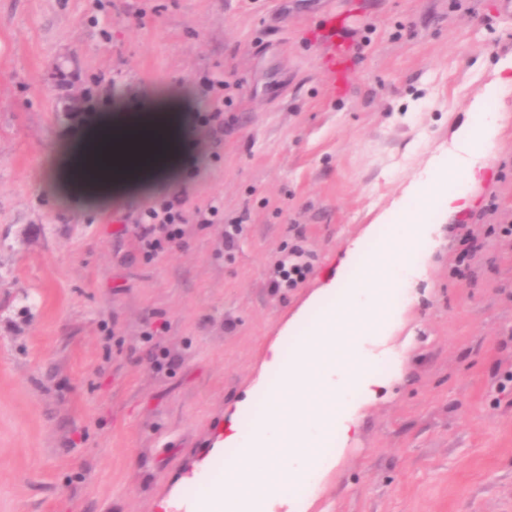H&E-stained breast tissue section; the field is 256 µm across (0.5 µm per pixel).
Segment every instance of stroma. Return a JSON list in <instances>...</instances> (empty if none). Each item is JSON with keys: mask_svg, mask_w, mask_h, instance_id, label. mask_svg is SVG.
<instances>
[{"mask_svg": "<svg viewBox=\"0 0 512 512\" xmlns=\"http://www.w3.org/2000/svg\"><path fill=\"white\" fill-rule=\"evenodd\" d=\"M102 2L0 0V512H155L512 53V0ZM146 93L184 97L195 157L111 210L64 206L58 145ZM172 200L184 235L146 258L140 219ZM432 222L315 512H512V110L470 207ZM296 247L310 273L272 287Z\"/></svg>", "mask_w": 512, "mask_h": 512, "instance_id": "1", "label": "stroma"}]
</instances>
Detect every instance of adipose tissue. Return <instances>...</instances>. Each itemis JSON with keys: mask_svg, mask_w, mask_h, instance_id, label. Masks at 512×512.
Returning a JSON list of instances; mask_svg holds the SVG:
<instances>
[{"mask_svg": "<svg viewBox=\"0 0 512 512\" xmlns=\"http://www.w3.org/2000/svg\"><path fill=\"white\" fill-rule=\"evenodd\" d=\"M495 99L497 111L486 108ZM512 108V54L501 57L492 80L469 101L478 122L458 125L447 151L350 243L337 275L313 293L262 354L254 384L260 401L245 399L218 431L190 475L174 481L157 512H310L299 487L326 478L338 465L331 449L357 424L376 392L371 358L359 345L399 325L400 300L422 265L412 258L428 242L434 214L470 205V188L483 176L498 144L504 110ZM177 104L145 98L134 122L115 128L96 116L93 133H78L53 156L48 176L64 202L87 211L111 207L116 188L150 191L143 174L175 175V156L187 146L185 120H171ZM292 337L291 347L282 340Z\"/></svg>", "mask_w": 512, "mask_h": 512, "instance_id": "1", "label": "adipose tissue"}]
</instances>
